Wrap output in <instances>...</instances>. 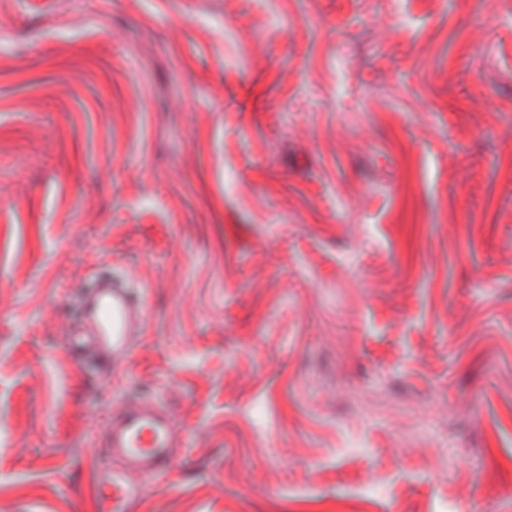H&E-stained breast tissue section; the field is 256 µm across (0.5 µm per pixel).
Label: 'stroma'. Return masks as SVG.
<instances>
[{"label":"stroma","mask_w":512,"mask_h":512,"mask_svg":"<svg viewBox=\"0 0 512 512\" xmlns=\"http://www.w3.org/2000/svg\"><path fill=\"white\" fill-rule=\"evenodd\" d=\"M135 402L134 512H512V0H0V512ZM82 314L89 323V336L79 340L67 334L64 344L77 349L90 344L113 362H125L131 352L133 330L144 321L145 302L112 277L95 279L86 293Z\"/></svg>","instance_id":"35a3bbf8"}]
</instances>
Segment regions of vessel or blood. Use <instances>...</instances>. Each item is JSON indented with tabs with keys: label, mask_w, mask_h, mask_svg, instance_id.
Wrapping results in <instances>:
<instances>
[{
	"label": "vessel or blood",
	"mask_w": 512,
	"mask_h": 512,
	"mask_svg": "<svg viewBox=\"0 0 512 512\" xmlns=\"http://www.w3.org/2000/svg\"><path fill=\"white\" fill-rule=\"evenodd\" d=\"M82 313L89 323L88 344L112 360L131 352V335L145 316L143 298L109 277L93 281ZM174 420L163 409L130 405L113 420L106 446L121 466L98 473V512H132L144 491L141 476L159 475L173 464Z\"/></svg>",
	"instance_id": "1"
}]
</instances>
